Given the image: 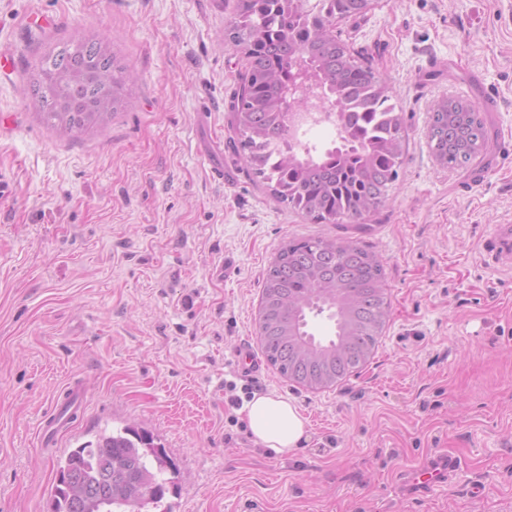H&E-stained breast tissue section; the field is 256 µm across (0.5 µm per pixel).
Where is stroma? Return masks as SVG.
I'll list each match as a JSON object with an SVG mask.
<instances>
[{
    "mask_svg": "<svg viewBox=\"0 0 512 512\" xmlns=\"http://www.w3.org/2000/svg\"><path fill=\"white\" fill-rule=\"evenodd\" d=\"M236 0H0V512H47L59 460L104 429L150 432L172 465L170 512H512V271L483 240L512 221V0H374L342 23L393 89L407 131L399 180L361 226L314 224L276 202L232 149L212 180L199 120L227 137L245 69L224 44ZM107 35L138 79L132 105L74 137L28 106L46 43ZM493 140L484 183L427 145L442 97L478 103ZM342 236L384 260L391 317L366 368L311 391L258 349L265 271L292 237ZM292 400L308 439L277 457L230 425L224 384ZM80 408L53 440L64 392ZM438 452L462 469L406 497Z\"/></svg>",
    "mask_w": 512,
    "mask_h": 512,
    "instance_id": "obj_1",
    "label": "stroma"
}]
</instances>
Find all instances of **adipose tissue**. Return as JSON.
Here are the masks:
<instances>
[{"instance_id": "1", "label": "adipose tissue", "mask_w": 512, "mask_h": 512, "mask_svg": "<svg viewBox=\"0 0 512 512\" xmlns=\"http://www.w3.org/2000/svg\"><path fill=\"white\" fill-rule=\"evenodd\" d=\"M243 411L255 442L270 453L288 455L308 439L306 421L298 407L279 394H255Z\"/></svg>"}]
</instances>
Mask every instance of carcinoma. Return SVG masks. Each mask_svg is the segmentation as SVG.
I'll return each instance as SVG.
<instances>
[{
  "instance_id": "1",
  "label": "carcinoma",
  "mask_w": 512,
  "mask_h": 512,
  "mask_svg": "<svg viewBox=\"0 0 512 512\" xmlns=\"http://www.w3.org/2000/svg\"><path fill=\"white\" fill-rule=\"evenodd\" d=\"M373 0H237L224 40L246 60L230 103V142L270 194L315 224L357 223L382 209L399 178L406 133L392 88L356 57L336 25ZM31 106L74 136L130 105L129 66L104 35H74L27 77ZM312 95L335 116V146L295 148L289 110ZM428 146L438 164L467 170L487 149L485 119L465 100L433 107ZM390 317L381 257L345 237L290 239L263 279L256 339L270 366L310 390L358 374ZM124 426L70 450L58 465L52 512H144L167 491L164 448Z\"/></svg>"
}]
</instances>
